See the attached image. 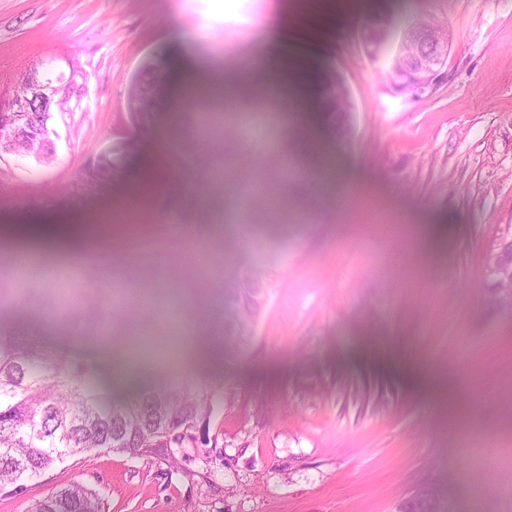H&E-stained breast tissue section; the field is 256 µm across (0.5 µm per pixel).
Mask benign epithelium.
<instances>
[{
  "label": "benign epithelium",
  "mask_w": 512,
  "mask_h": 512,
  "mask_svg": "<svg viewBox=\"0 0 512 512\" xmlns=\"http://www.w3.org/2000/svg\"><path fill=\"white\" fill-rule=\"evenodd\" d=\"M367 32L363 39L366 53L378 58L389 50L396 35L403 40H413L422 47L421 55L408 69L390 71L391 83L401 89L421 96L434 89L442 76L446 51L443 45L433 41L422 29L408 21H394L384 17H373L365 23ZM31 96L26 99L15 97L0 101V155L13 152V144L22 132L37 133L52 139L54 132L40 118L50 110L59 91L66 85L46 83L42 75L33 70L29 75Z\"/></svg>",
  "instance_id": "benign-epithelium-1"
}]
</instances>
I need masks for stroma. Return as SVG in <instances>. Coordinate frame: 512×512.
Returning a JSON list of instances; mask_svg holds the SVG:
<instances>
[{"label":"stroma","mask_w":512,"mask_h":512,"mask_svg":"<svg viewBox=\"0 0 512 512\" xmlns=\"http://www.w3.org/2000/svg\"><path fill=\"white\" fill-rule=\"evenodd\" d=\"M375 14L447 30L431 95L396 90L388 57L364 52ZM198 58L209 73L191 92L183 74ZM157 62L169 95L142 123L127 89ZM29 69L74 77L81 96L54 116L50 163L0 157V330L98 361L117 405L144 389L219 392L203 427L224 458L97 449L0 490V512H31L71 483L102 512H405L422 490L435 512H512V302L491 263L512 240V0H0V100ZM331 71L352 102L345 139L322 110L319 77ZM213 83L238 105L278 101L257 119L258 143L203 130ZM285 165L288 226L248 204ZM247 223L264 237L265 309L247 339L191 356L190 337L224 324L227 298L182 243L219 253L229 277L245 268ZM28 224L99 225L72 300L91 310L113 283L134 296L150 287L179 329L132 310L104 341L69 317L41 322L58 286L21 289L15 256L68 263L18 242ZM414 365L453 380L461 418Z\"/></svg>","instance_id":"1"}]
</instances>
